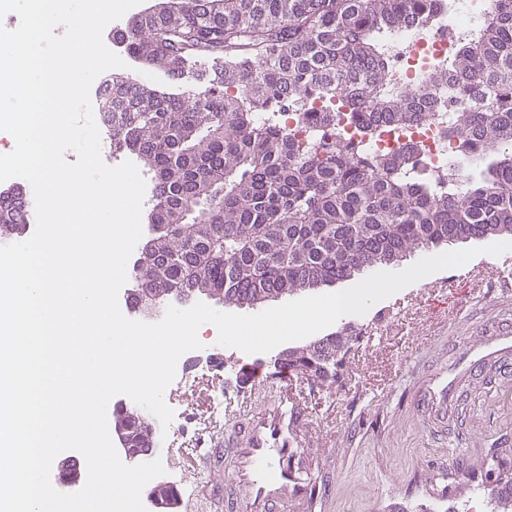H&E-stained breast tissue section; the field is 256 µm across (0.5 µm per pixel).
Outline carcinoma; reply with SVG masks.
I'll list each match as a JSON object with an SVG mask.
<instances>
[{
  "label": "carcinoma",
  "mask_w": 512,
  "mask_h": 512,
  "mask_svg": "<svg viewBox=\"0 0 512 512\" xmlns=\"http://www.w3.org/2000/svg\"><path fill=\"white\" fill-rule=\"evenodd\" d=\"M440 0H158L127 23L140 63L184 83L175 93L129 78L108 138L154 172L156 249L134 272L161 301L195 289L228 305L315 289L379 260L450 237L512 236V0L459 46L427 88L397 84L383 34L425 21ZM466 110L448 124L459 159L485 162L448 179L416 172L414 143L387 158L323 134L289 136L256 111L337 101L302 113L312 129L346 119L364 130L428 119L436 91ZM0 228L25 229L20 197H0ZM345 338L288 354L305 378L336 372Z\"/></svg>",
  "instance_id": "cac0c4a2"
}]
</instances>
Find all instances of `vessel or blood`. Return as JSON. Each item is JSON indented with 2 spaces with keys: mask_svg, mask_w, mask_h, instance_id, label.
<instances>
[{
  "mask_svg": "<svg viewBox=\"0 0 512 512\" xmlns=\"http://www.w3.org/2000/svg\"><path fill=\"white\" fill-rule=\"evenodd\" d=\"M493 363L512 366V322L462 352L454 366L431 369L412 391L411 411L432 434L447 435L459 417L461 384ZM240 378L231 420L214 426L195 464L204 474L222 471L224 482H201L199 497L221 512H323L333 486L321 470L301 468L313 420L297 375L268 378L261 365L246 364Z\"/></svg>",
  "mask_w": 512,
  "mask_h": 512,
  "instance_id": "1",
  "label": "vessel or blood"
}]
</instances>
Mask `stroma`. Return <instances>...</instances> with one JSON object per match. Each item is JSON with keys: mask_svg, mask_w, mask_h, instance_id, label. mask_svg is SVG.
I'll return each instance as SVG.
<instances>
[{"mask_svg": "<svg viewBox=\"0 0 512 512\" xmlns=\"http://www.w3.org/2000/svg\"><path fill=\"white\" fill-rule=\"evenodd\" d=\"M492 236L418 249L386 264L401 271L419 259L474 248L464 266L429 275L381 300L368 314L338 319L324 335L367 323L396 306L413 308L398 336H360L350 345L341 376L306 394L315 420V444L334 454V495L327 512H497L488 493L483 458L490 449L512 451V376L485 368L460 390V435L434 436L410 414L405 391L423 363L453 362L484 336L487 324L512 318V251L494 256ZM224 369L202 375L188 388L166 389L169 405L183 412L189 439L208 435L213 399L232 391L241 364H270L271 353L221 348ZM477 449L467 468L448 463L453 445Z\"/></svg>", "mask_w": 512, "mask_h": 512, "instance_id": "obj_1", "label": "stroma"}]
</instances>
